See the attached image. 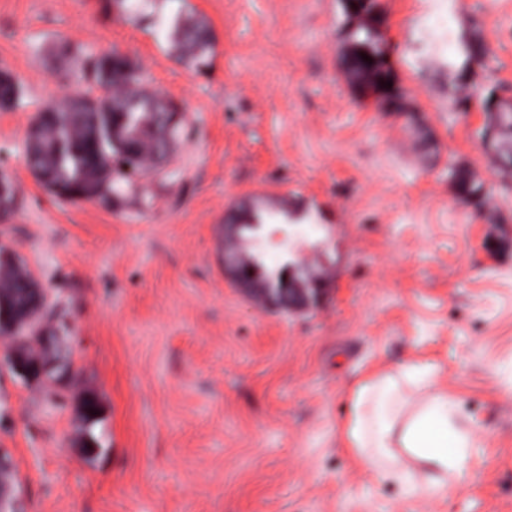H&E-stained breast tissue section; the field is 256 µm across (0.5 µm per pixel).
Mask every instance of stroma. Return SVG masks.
<instances>
[{"label":"stroma","instance_id":"obj_1","mask_svg":"<svg viewBox=\"0 0 512 512\" xmlns=\"http://www.w3.org/2000/svg\"><path fill=\"white\" fill-rule=\"evenodd\" d=\"M106 0H0V171L15 184L0 244L68 312L71 374L30 383L0 355V452L21 512H512V176L452 120L448 99L485 72L448 66L479 23L512 100V0H376L406 112L344 72L342 0H188L211 63L188 69L151 25ZM119 49L187 134L116 205L69 203L25 164L26 129L69 92L53 42ZM500 214L461 202L449 165ZM288 199L259 232L268 266L322 279L303 312L259 305L224 275L225 214ZM287 233L288 249L272 237ZM430 362L476 430L445 495L402 496L339 447L371 367ZM98 399L90 434L80 397Z\"/></svg>","mask_w":512,"mask_h":512}]
</instances>
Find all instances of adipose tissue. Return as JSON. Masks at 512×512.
I'll return each mask as SVG.
<instances>
[{
    "instance_id": "obj_1",
    "label": "adipose tissue",
    "mask_w": 512,
    "mask_h": 512,
    "mask_svg": "<svg viewBox=\"0 0 512 512\" xmlns=\"http://www.w3.org/2000/svg\"><path fill=\"white\" fill-rule=\"evenodd\" d=\"M340 441L378 483L396 484L407 496L446 492L473 446L458 403L437 382L433 366L418 361L364 376L352 392Z\"/></svg>"
}]
</instances>
